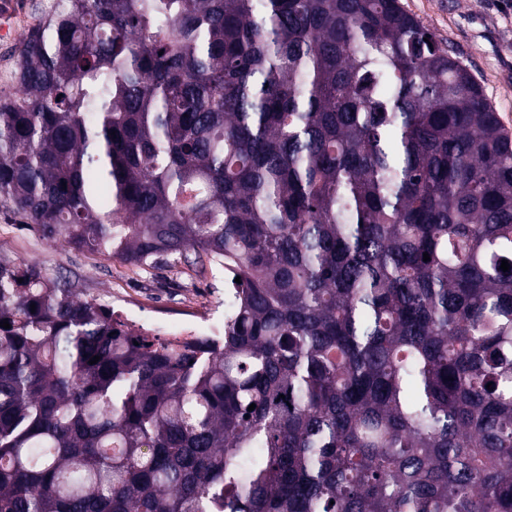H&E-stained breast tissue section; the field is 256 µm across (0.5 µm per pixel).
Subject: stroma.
<instances>
[{"mask_svg":"<svg viewBox=\"0 0 512 512\" xmlns=\"http://www.w3.org/2000/svg\"><path fill=\"white\" fill-rule=\"evenodd\" d=\"M409 14L453 49L480 84L501 122L512 130V0H399ZM0 259L34 263L64 277L79 298L122 316L198 325L223 320L224 270L178 265L152 273L95 253L66 247L0 217Z\"/></svg>","mask_w":512,"mask_h":512,"instance_id":"35a3bbf8","label":"stroma"}]
</instances>
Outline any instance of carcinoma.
<instances>
[{
  "label": "carcinoma",
  "mask_w": 512,
  "mask_h": 512,
  "mask_svg": "<svg viewBox=\"0 0 512 512\" xmlns=\"http://www.w3.org/2000/svg\"><path fill=\"white\" fill-rule=\"evenodd\" d=\"M16 54L0 210L231 308L0 260V512H512V137L399 0H54ZM0 259L34 263L49 277H64L79 298L93 299L133 325L131 312L173 323L190 318L203 326L223 322L227 311L222 267L206 264L201 273L182 263L171 271L146 272L128 262L53 243L35 230L4 220L1 212Z\"/></svg>",
  "instance_id": "cac0c4a2"
}]
</instances>
